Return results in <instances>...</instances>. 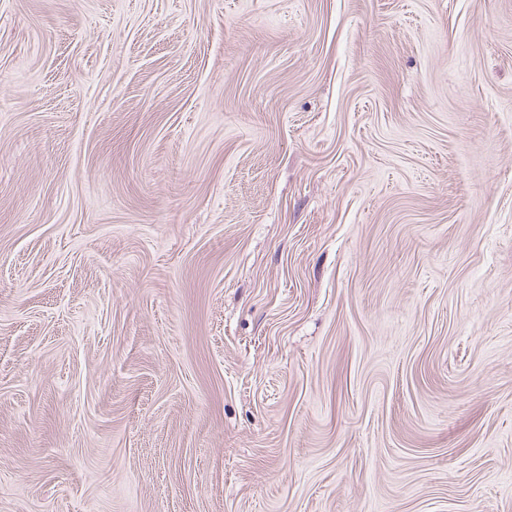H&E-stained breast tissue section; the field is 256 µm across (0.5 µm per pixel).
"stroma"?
I'll return each instance as SVG.
<instances>
[{
    "instance_id": "obj_1",
    "label": "stroma",
    "mask_w": 512,
    "mask_h": 512,
    "mask_svg": "<svg viewBox=\"0 0 512 512\" xmlns=\"http://www.w3.org/2000/svg\"><path fill=\"white\" fill-rule=\"evenodd\" d=\"M0 512H512V0H0Z\"/></svg>"
}]
</instances>
